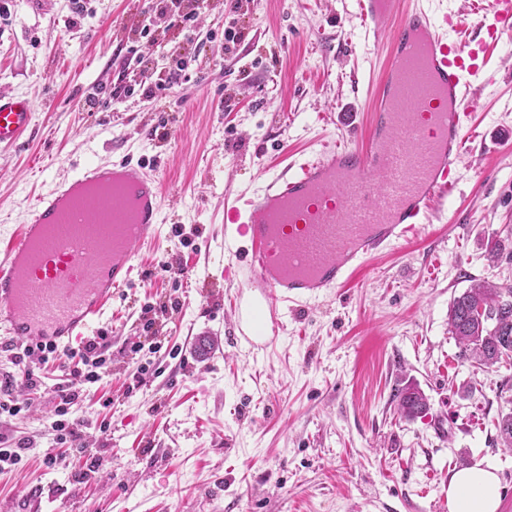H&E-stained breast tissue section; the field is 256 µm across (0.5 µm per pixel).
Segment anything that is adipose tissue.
I'll list each match as a JSON object with an SVG mask.
<instances>
[{"label":"adipose tissue","mask_w":512,"mask_h":512,"mask_svg":"<svg viewBox=\"0 0 512 512\" xmlns=\"http://www.w3.org/2000/svg\"><path fill=\"white\" fill-rule=\"evenodd\" d=\"M499 503L500 480L493 467L476 464L450 476V512H497Z\"/></svg>","instance_id":"1"}]
</instances>
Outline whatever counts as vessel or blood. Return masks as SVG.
<instances>
[{"mask_svg":"<svg viewBox=\"0 0 512 512\" xmlns=\"http://www.w3.org/2000/svg\"><path fill=\"white\" fill-rule=\"evenodd\" d=\"M354 9L364 47L387 50L366 147L326 148L315 160L289 162L251 196L224 197V247L252 289L233 330L256 352L274 342L290 311L350 283L418 225L442 221L470 139V79L487 65L490 45L512 35V0H484L492 22L476 42L467 37L468 13L438 19L422 0H354ZM34 112L31 98L0 94V147L19 143ZM113 180L135 203V222L116 245L91 212L66 214L82 187ZM164 191L159 169L108 161L38 194L0 244V330L32 344L91 331L113 293L132 282L137 247L159 241Z\"/></svg>","mask_w":512,"mask_h":512,"instance_id":"b4317fda","label":"vessel or blood"}]
</instances>
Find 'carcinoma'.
Returning a JSON list of instances; mask_svg holds the SVG:
<instances>
[{
	"mask_svg": "<svg viewBox=\"0 0 512 512\" xmlns=\"http://www.w3.org/2000/svg\"><path fill=\"white\" fill-rule=\"evenodd\" d=\"M448 333L463 360L491 368L512 359V286L480 281L453 297L448 306ZM395 397L407 418L429 410L428 398L413 383L397 389ZM496 429L502 446L512 449V412L499 418Z\"/></svg>",
	"mask_w": 512,
	"mask_h": 512,
	"instance_id": "cac0c4a2",
	"label": "carcinoma"
}]
</instances>
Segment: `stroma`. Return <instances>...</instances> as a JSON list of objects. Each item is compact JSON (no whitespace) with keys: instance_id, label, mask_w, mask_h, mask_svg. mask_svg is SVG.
<instances>
[{"instance_id":"stroma-1","label":"stroma","mask_w":512,"mask_h":512,"mask_svg":"<svg viewBox=\"0 0 512 512\" xmlns=\"http://www.w3.org/2000/svg\"><path fill=\"white\" fill-rule=\"evenodd\" d=\"M345 3L245 0L247 36L228 54L225 0H208L199 58L155 98L117 103L128 50L176 36L139 37L146 0H90L75 26L72 0L39 13L0 0V92L36 103L26 142L0 148V220L21 221L30 193L92 161L156 164L169 185L162 245L140 251L99 325L112 365L74 408L79 454L43 462L57 448L55 364L31 357L46 389L15 387L25 411L0 416V448H36L0 473L14 512L32 500L41 512H449L451 474L478 463L496 468L498 512H512V451L495 429L512 412V363L477 369L448 332L449 303L471 280L512 285V153L489 141L512 130V38L472 79L476 139L445 204L467 231L425 226L298 311L267 352L233 336L225 191L254 192L286 156L366 140L369 65ZM342 112L356 113L355 129ZM411 381L430 405L413 420L395 397Z\"/></svg>"}]
</instances>
